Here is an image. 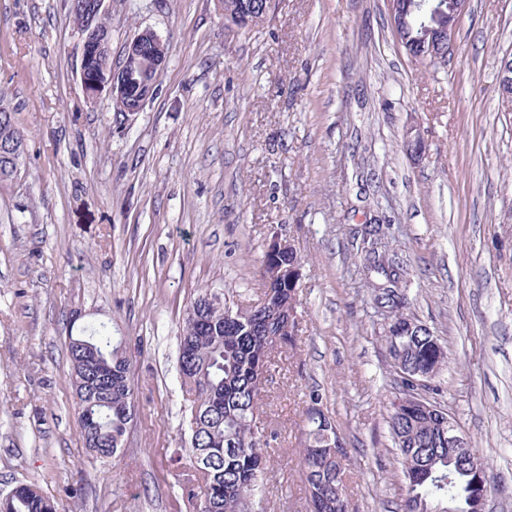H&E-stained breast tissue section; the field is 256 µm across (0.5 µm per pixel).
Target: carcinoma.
I'll return each mask as SVG.
<instances>
[{"mask_svg": "<svg viewBox=\"0 0 512 512\" xmlns=\"http://www.w3.org/2000/svg\"><path fill=\"white\" fill-rule=\"evenodd\" d=\"M23 144L13 112L0 103V181L17 173L14 144ZM362 269L375 279L373 300L393 313L387 330L389 354L398 370L403 396L394 400L389 429L399 450L405 477L398 512H462L469 506L475 475L459 464L448 447V422L425 409L433 402L417 393L410 379L434 376L448 354L438 340L425 335L404 337L408 303L406 265L378 225L365 228L360 250ZM272 306L238 312L225 295L207 308L209 288L197 291L183 319L178 359L188 401L185 457L197 477L193 512H258L266 477L268 440L253 418L263 390L260 372H269L274 342L294 341L298 323L280 309H296L295 288L287 282L271 289ZM70 383L84 446L93 458L110 464L121 451L126 425L134 416L130 360L114 343L106 325L69 342ZM112 361V383L97 381L94 357ZM302 440V477L310 512H349L345 466L328 451L343 447L334 420L316 408L318 390L308 393ZM51 497L21 494L4 505L7 512H48Z\"/></svg>", "mask_w": 512, "mask_h": 512, "instance_id": "1", "label": "carcinoma"}]
</instances>
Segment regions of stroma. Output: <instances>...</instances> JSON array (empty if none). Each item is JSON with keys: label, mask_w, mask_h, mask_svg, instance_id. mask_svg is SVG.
Segmentation results:
<instances>
[{"label": "stroma", "mask_w": 512, "mask_h": 512, "mask_svg": "<svg viewBox=\"0 0 512 512\" xmlns=\"http://www.w3.org/2000/svg\"><path fill=\"white\" fill-rule=\"evenodd\" d=\"M113 67L151 29L156 94L116 117L87 100L67 0H0V102L25 150L0 182V492L35 481L57 512H190L177 372L202 288L255 301L274 234L302 261L295 346L259 401L265 512H307L299 451L318 390L350 469V512H395L387 423L399 395L354 234L377 221L411 271L406 314L448 352L429 397L487 463V512H512V0H470L447 64H417L385 0H276L251 30L216 0H106ZM419 132L426 152L404 150ZM107 324L131 360L124 453L79 437L70 337Z\"/></svg>", "instance_id": "obj_1"}]
</instances>
